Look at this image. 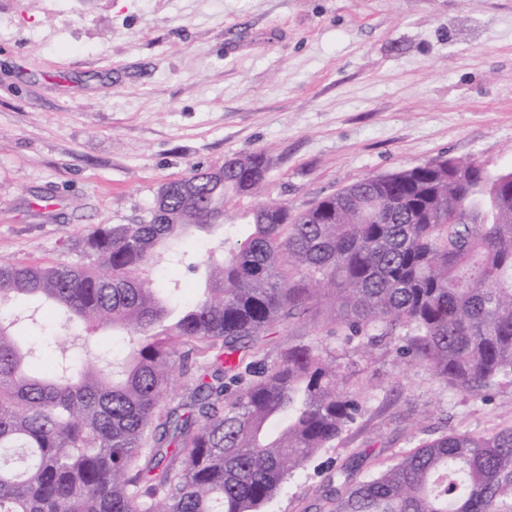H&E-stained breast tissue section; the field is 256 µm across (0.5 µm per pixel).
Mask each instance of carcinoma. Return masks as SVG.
Wrapping results in <instances>:
<instances>
[{
	"mask_svg": "<svg viewBox=\"0 0 512 512\" xmlns=\"http://www.w3.org/2000/svg\"><path fill=\"white\" fill-rule=\"evenodd\" d=\"M448 158L372 176L297 214L271 197L233 241L224 203L263 189L269 160L197 168L137 224H100L76 264H0V512H266L294 470L365 409L317 342L274 360L260 343L337 293L336 323L368 350L385 337L439 382L478 394L512 376V171ZM223 228L187 261L176 242ZM205 271L177 318L145 274ZM49 301L66 325L112 330V363L23 349L19 309ZM187 401L166 404L174 370ZM318 512H512V425L420 443L363 479L345 467Z\"/></svg>",
	"mask_w": 512,
	"mask_h": 512,
	"instance_id": "carcinoma-1",
	"label": "carcinoma"
}]
</instances>
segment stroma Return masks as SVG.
<instances>
[{
    "label": "stroma",
    "instance_id": "obj_1",
    "mask_svg": "<svg viewBox=\"0 0 512 512\" xmlns=\"http://www.w3.org/2000/svg\"><path fill=\"white\" fill-rule=\"evenodd\" d=\"M249 152L293 212L439 156L512 171V0H0V263L75 262L97 225L138 223L162 184ZM19 331L78 359L112 349L45 307ZM301 340L365 410L268 512H307L342 464L363 477L416 441L512 425L510 380L461 393L309 320L265 349Z\"/></svg>",
    "mask_w": 512,
    "mask_h": 512
}]
</instances>
